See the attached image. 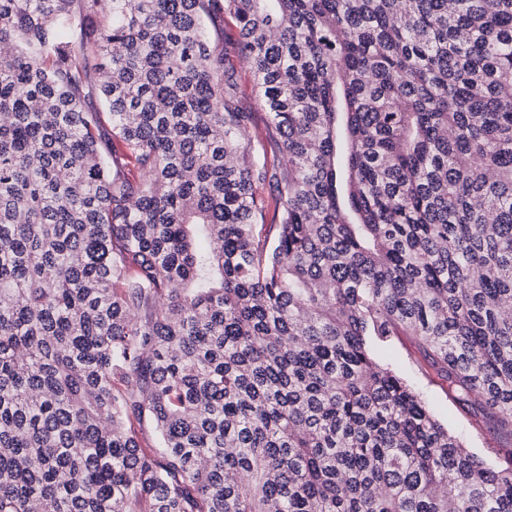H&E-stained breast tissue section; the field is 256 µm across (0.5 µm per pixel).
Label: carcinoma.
<instances>
[{
    "label": "carcinoma",
    "mask_w": 512,
    "mask_h": 512,
    "mask_svg": "<svg viewBox=\"0 0 512 512\" xmlns=\"http://www.w3.org/2000/svg\"><path fill=\"white\" fill-rule=\"evenodd\" d=\"M2 45L0 512H512L368 349L512 444V0H0ZM211 31L212 46L216 50L225 49L228 57L229 73L240 88L239 106L246 112H264L252 93V76L243 62L232 53V46L238 39V29L228 16H220L207 22ZM371 346L379 361L397 370L420 390L435 417L448 427L449 432L459 436L467 448L483 455L489 462L500 461L487 452V441L496 440L493 432L475 430L465 415L448 401L442 381L428 368L412 336H398L389 343H372ZM497 443L498 448H510Z\"/></svg>",
    "instance_id": "obj_1"
}]
</instances>
